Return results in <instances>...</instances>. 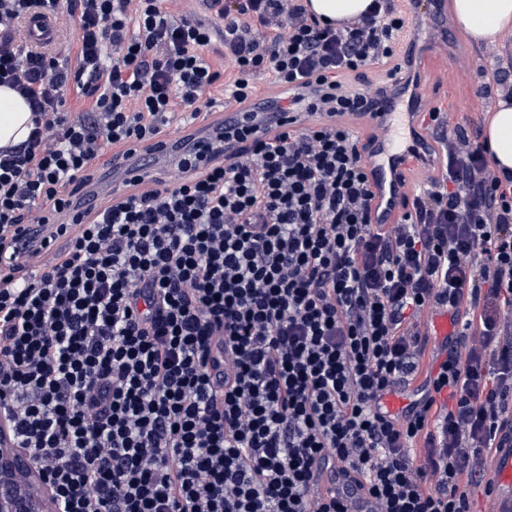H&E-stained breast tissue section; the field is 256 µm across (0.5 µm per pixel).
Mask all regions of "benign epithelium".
Returning a JSON list of instances; mask_svg holds the SVG:
<instances>
[{
  "instance_id": "1",
  "label": "benign epithelium",
  "mask_w": 512,
  "mask_h": 512,
  "mask_svg": "<svg viewBox=\"0 0 512 512\" xmlns=\"http://www.w3.org/2000/svg\"><path fill=\"white\" fill-rule=\"evenodd\" d=\"M0 512H59V503L28 455L0 447Z\"/></svg>"
}]
</instances>
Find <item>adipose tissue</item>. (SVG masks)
Instances as JSON below:
<instances>
[{
  "label": "adipose tissue",
  "instance_id": "adipose-tissue-1",
  "mask_svg": "<svg viewBox=\"0 0 512 512\" xmlns=\"http://www.w3.org/2000/svg\"><path fill=\"white\" fill-rule=\"evenodd\" d=\"M452 13L466 41L476 46L497 43L502 33L512 28V0H453ZM30 117L24 100L0 86V148L26 139ZM485 135L493 167L512 171V103L499 101L486 121Z\"/></svg>",
  "mask_w": 512,
  "mask_h": 512
}]
</instances>
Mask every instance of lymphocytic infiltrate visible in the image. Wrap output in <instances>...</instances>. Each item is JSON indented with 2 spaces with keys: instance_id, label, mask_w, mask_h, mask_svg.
<instances>
[{
  "instance_id": "lymphocytic-infiltrate-1",
  "label": "lymphocytic infiltrate",
  "mask_w": 512,
  "mask_h": 512,
  "mask_svg": "<svg viewBox=\"0 0 512 512\" xmlns=\"http://www.w3.org/2000/svg\"><path fill=\"white\" fill-rule=\"evenodd\" d=\"M0 0V85L28 103L0 150V416L60 512H346L315 464L368 484L374 512H474L512 447V176L486 142L441 130V171L395 223L373 216L375 104L410 83L409 16L374 0L354 22L306 0ZM65 16L75 63L24 44ZM222 43L223 99L204 51ZM383 69L371 91L367 69ZM271 75L288 130L224 129L172 180L128 183L72 223L89 168L151 155L177 112L248 111ZM221 83V82H220ZM76 86L90 102L65 111ZM66 247L18 263L20 231ZM447 306L458 335L430 346ZM409 393L399 413L386 396ZM25 27L32 33L36 43H52L58 32V23L52 16L31 17L26 21Z\"/></svg>"
}]
</instances>
